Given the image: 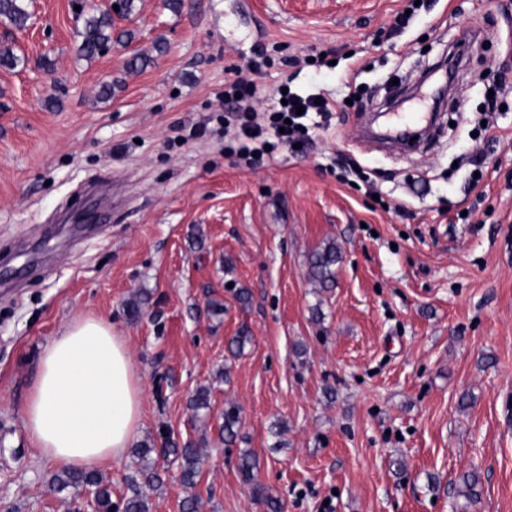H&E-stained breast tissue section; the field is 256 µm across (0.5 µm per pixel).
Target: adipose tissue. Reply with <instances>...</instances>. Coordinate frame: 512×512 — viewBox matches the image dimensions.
Returning a JSON list of instances; mask_svg holds the SVG:
<instances>
[{"label": "adipose tissue", "mask_w": 512, "mask_h": 512, "mask_svg": "<svg viewBox=\"0 0 512 512\" xmlns=\"http://www.w3.org/2000/svg\"><path fill=\"white\" fill-rule=\"evenodd\" d=\"M143 397L127 342L109 322L80 314L41 349L22 425L39 458L102 468L139 434Z\"/></svg>", "instance_id": "obj_1"}]
</instances>
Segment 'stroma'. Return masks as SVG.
<instances>
[{"mask_svg": "<svg viewBox=\"0 0 512 512\" xmlns=\"http://www.w3.org/2000/svg\"><path fill=\"white\" fill-rule=\"evenodd\" d=\"M79 2L28 0L29 28L0 25L25 59L0 69V512L82 506L52 490L59 468L21 423L41 348L78 314L132 351L140 441L206 451L190 489L160 459L152 512H182L191 494L202 512H268V496L281 512H512V88L483 112L487 72L512 80V0H137L116 22L133 40L91 61ZM466 25L485 45L433 137L412 152L360 142L393 80ZM159 38L163 55L128 68ZM248 69L258 109L289 75L347 107L311 115L300 148L239 164L224 82ZM355 93L368 111L349 106ZM348 160L360 174L342 172ZM80 206L97 223H71ZM328 242L343 259L321 288L308 258ZM241 331L252 341L234 359ZM232 405L241 438L228 446ZM245 449L264 497L238 471ZM471 471L473 503L456 494Z\"/></svg>", "mask_w": 512, "mask_h": 512, "instance_id": "35a3bbf8", "label": "stroma"}]
</instances>
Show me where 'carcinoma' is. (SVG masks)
Listing matches in <instances>:
<instances>
[{
  "label": "carcinoma",
  "instance_id": "1",
  "mask_svg": "<svg viewBox=\"0 0 512 512\" xmlns=\"http://www.w3.org/2000/svg\"><path fill=\"white\" fill-rule=\"evenodd\" d=\"M135 0H120L118 16L127 17L133 12ZM112 10H102L91 7L84 20L82 41L78 46V53L85 59H92L102 54V50L112 46V43H124L131 38V34L122 30L114 31V16ZM6 20L16 28L22 29L30 20V12L24 4V0H0V21ZM22 60L13 49L0 43V68L12 70L17 68ZM340 249L331 243L323 248L315 250L309 258L308 275L311 280L322 288L332 286L336 279L335 267L340 262ZM240 418L235 409L224 411V423L221 433L224 441L234 442L239 435ZM155 449L152 443L146 442L142 447L135 449L139 466L135 475L129 478L132 495L123 499L122 505L112 501V484L96 471H71L63 470L53 475L51 483L58 493L72 491L79 495L85 491L90 493L94 512H150V505L143 494L141 486H154L161 482L162 477L156 467V459L153 457ZM172 452L179 461L181 468V480L184 485L192 487L196 484V478L200 473L203 453L202 449L188 442L181 448H174ZM238 469L242 473L245 482L252 491H257L255 482V470L257 462L250 452L244 450L240 453ZM463 485L456 489V494L473 501L478 498L477 491L479 476L470 472L462 477Z\"/></svg>",
  "mask_w": 512,
  "mask_h": 512
}]
</instances>
